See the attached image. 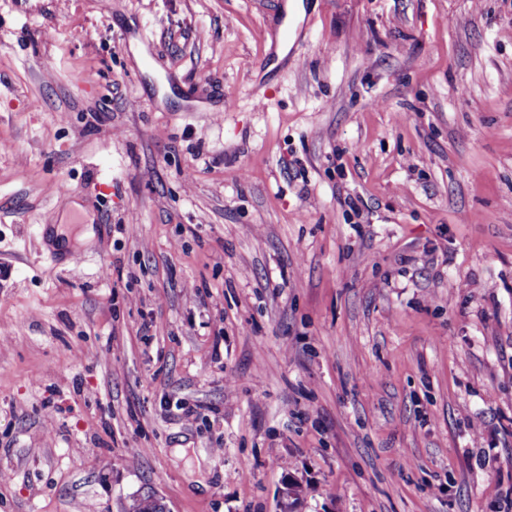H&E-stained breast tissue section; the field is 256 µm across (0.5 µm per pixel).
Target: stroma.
I'll return each instance as SVG.
<instances>
[{
    "label": "stroma",
    "instance_id": "obj_1",
    "mask_svg": "<svg viewBox=\"0 0 512 512\" xmlns=\"http://www.w3.org/2000/svg\"><path fill=\"white\" fill-rule=\"evenodd\" d=\"M286 4L0 0V512H512V0Z\"/></svg>",
    "mask_w": 512,
    "mask_h": 512
}]
</instances>
